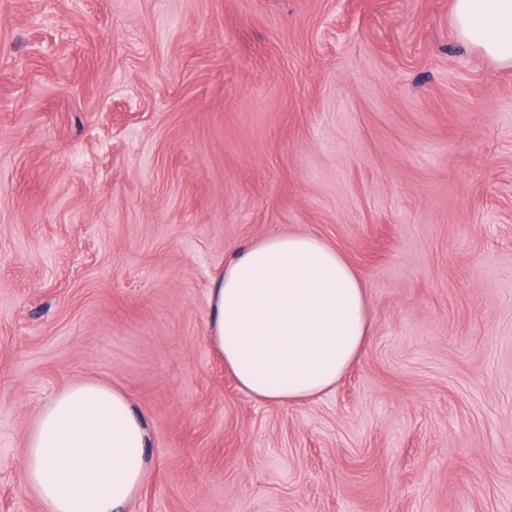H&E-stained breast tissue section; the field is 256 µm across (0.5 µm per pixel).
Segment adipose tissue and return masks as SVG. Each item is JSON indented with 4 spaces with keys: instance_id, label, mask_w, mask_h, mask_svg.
Returning <instances> with one entry per match:
<instances>
[{
    "instance_id": "obj_1",
    "label": "adipose tissue",
    "mask_w": 512,
    "mask_h": 512,
    "mask_svg": "<svg viewBox=\"0 0 512 512\" xmlns=\"http://www.w3.org/2000/svg\"><path fill=\"white\" fill-rule=\"evenodd\" d=\"M465 45L512 65V0H454ZM212 340L239 388L268 402L330 391L369 339L365 286L343 255L305 234H273L225 264L211 291ZM146 432L128 395L84 379L40 409L22 474L49 512H118L141 486Z\"/></svg>"
}]
</instances>
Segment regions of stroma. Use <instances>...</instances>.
<instances>
[{
  "label": "stroma",
  "mask_w": 512,
  "mask_h": 512,
  "mask_svg": "<svg viewBox=\"0 0 512 512\" xmlns=\"http://www.w3.org/2000/svg\"><path fill=\"white\" fill-rule=\"evenodd\" d=\"M453 0H0V512L39 408L123 390V512H512V66ZM320 237L370 339L255 400L211 341L224 264Z\"/></svg>",
  "instance_id": "stroma-1"
}]
</instances>
